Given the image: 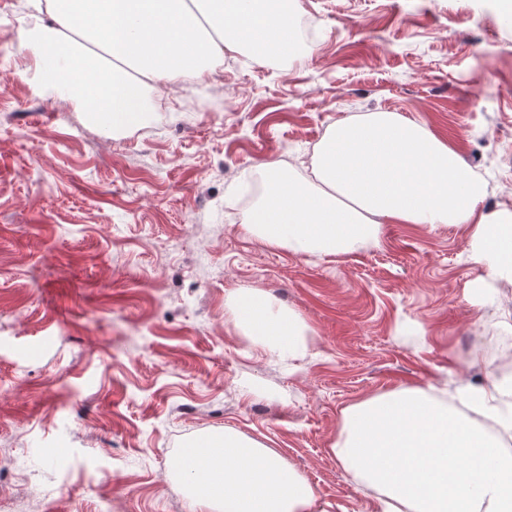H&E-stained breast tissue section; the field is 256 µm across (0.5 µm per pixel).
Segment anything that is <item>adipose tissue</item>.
Wrapping results in <instances>:
<instances>
[{
    "instance_id": "ef3b65f1",
    "label": "adipose tissue",
    "mask_w": 512,
    "mask_h": 512,
    "mask_svg": "<svg viewBox=\"0 0 512 512\" xmlns=\"http://www.w3.org/2000/svg\"><path fill=\"white\" fill-rule=\"evenodd\" d=\"M48 16L31 46L32 87L64 94L115 132L149 121L154 94L214 73L224 55L279 50L294 36L291 9L266 0H26ZM487 186L457 151L420 121L370 112L336 121L309 175H264L243 228L299 255L334 257L378 244L383 225L465 227L482 282L512 283V209L483 210ZM234 326L279 358L306 353L308 325L264 292L227 302ZM512 437V383L460 382L452 396L404 388L342 412L330 451L354 481L378 489L380 512H512V453L481 427ZM189 475L191 512H316L313 488L276 451L234 429L198 435L174 463Z\"/></svg>"
}]
</instances>
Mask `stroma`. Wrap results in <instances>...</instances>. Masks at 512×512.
<instances>
[{"instance_id": "1", "label": "stroma", "mask_w": 512, "mask_h": 512, "mask_svg": "<svg viewBox=\"0 0 512 512\" xmlns=\"http://www.w3.org/2000/svg\"><path fill=\"white\" fill-rule=\"evenodd\" d=\"M24 0L0 14V512H190L173 462L232 428L290 462L317 512H373L330 451L342 409L493 378L512 284L476 305L465 228L384 225L378 245L299 256L242 227L251 180L334 122L417 118L512 208V24L500 0H297L312 28L164 98L155 136L35 94ZM267 292L309 325L282 362L225 312ZM102 479L88 484L86 471Z\"/></svg>"}]
</instances>
